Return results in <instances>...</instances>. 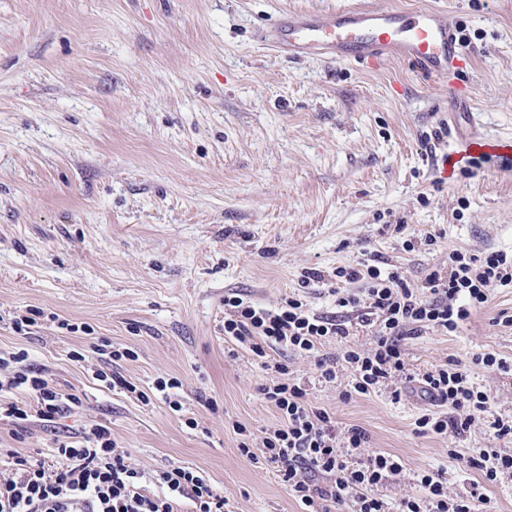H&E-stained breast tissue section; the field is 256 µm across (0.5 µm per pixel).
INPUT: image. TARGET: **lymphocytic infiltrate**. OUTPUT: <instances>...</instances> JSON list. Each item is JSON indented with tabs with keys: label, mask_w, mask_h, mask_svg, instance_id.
Returning a JSON list of instances; mask_svg holds the SVG:
<instances>
[{
	"label": "lymphocytic infiltrate",
	"mask_w": 512,
	"mask_h": 512,
	"mask_svg": "<svg viewBox=\"0 0 512 512\" xmlns=\"http://www.w3.org/2000/svg\"><path fill=\"white\" fill-rule=\"evenodd\" d=\"M304 280L327 287L337 308L354 313L359 326L371 329L374 345L367 351L344 349L334 362L320 349L349 336L341 317L310 312L292 296L275 308L238 293L225 296V338L274 373L259 392L275 408L278 421L257 445L245 426H237L241 455L273 468L302 512H332L338 506L349 512H479L484 495L473 490L449 497L438 471L420 475V495L388 505L378 488L402 472L400 459L370 450L362 427L338 428L333 413L311 404L305 388L289 378L287 364L271 360L270 353L316 356L318 379L326 383L335 381L338 362H345L354 371L353 393L371 394L392 378H409L405 339L427 329L456 332L487 302L491 288L511 285L512 254L452 252L447 269L432 270L416 288L378 254L327 275L306 273ZM357 282L363 285L361 293L348 292V285ZM418 385L422 399L431 404L415 420L418 433H461L473 418L486 415L494 437H512V419L491 416L490 396L475 387L460 362L424 372ZM16 392L26 394V401L13 400ZM80 404L78 395L62 392L41 373L13 370L11 359L0 356V419L10 420L17 430L34 420L55 423ZM185 503L190 512H228L227 498L192 467L174 464L145 480L103 424L55 440L43 460L12 450L0 456V512H180Z\"/></svg>",
	"instance_id": "lymphocytic-infiltrate-1"
}]
</instances>
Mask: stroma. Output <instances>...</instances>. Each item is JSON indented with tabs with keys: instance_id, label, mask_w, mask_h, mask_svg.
I'll return each mask as SVG.
<instances>
[{
	"instance_id": "1",
	"label": "stroma",
	"mask_w": 512,
	"mask_h": 512,
	"mask_svg": "<svg viewBox=\"0 0 512 512\" xmlns=\"http://www.w3.org/2000/svg\"><path fill=\"white\" fill-rule=\"evenodd\" d=\"M371 2L456 15L469 112L449 117L447 78L401 58L376 69L291 59L258 39L283 10L347 0H0V352L26 351L82 399L20 440L0 421V448L34 457L54 435L103 423L146 475L182 463L203 469L231 512H301L275 471L238 449L234 424L258 440L277 413L259 394L269 371L224 337L225 293L268 308L296 294L330 315L327 291L302 287L305 271L379 254L417 285L451 251L512 253V161H444L473 118L512 145V0ZM35 308L38 325L16 331ZM504 313L512 286L491 289L459 331L406 340L408 369L462 361L493 413L512 416V372L471 362L512 363ZM102 342L133 350L115 368L150 404L95 379ZM271 357L338 427L361 426L372 450L400 458L379 489L389 503L419 494L428 470L443 472L449 497L468 495L481 480L473 449L512 452L482 418L460 435L417 433L428 403L409 390L393 402L400 380L353 396L346 364L325 384L313 356ZM171 377L179 412L153 390Z\"/></svg>"
}]
</instances>
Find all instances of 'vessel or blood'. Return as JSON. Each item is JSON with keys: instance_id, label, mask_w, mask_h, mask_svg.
Returning <instances> with one entry per match:
<instances>
[{"instance_id": "1", "label": "vessel or blood", "mask_w": 512, "mask_h": 512, "mask_svg": "<svg viewBox=\"0 0 512 512\" xmlns=\"http://www.w3.org/2000/svg\"><path fill=\"white\" fill-rule=\"evenodd\" d=\"M279 54L326 56L370 67L397 52L425 77L455 78L465 46L450 14L435 7L405 11L379 9L368 0L332 11H291L265 33Z\"/></svg>"}]
</instances>
